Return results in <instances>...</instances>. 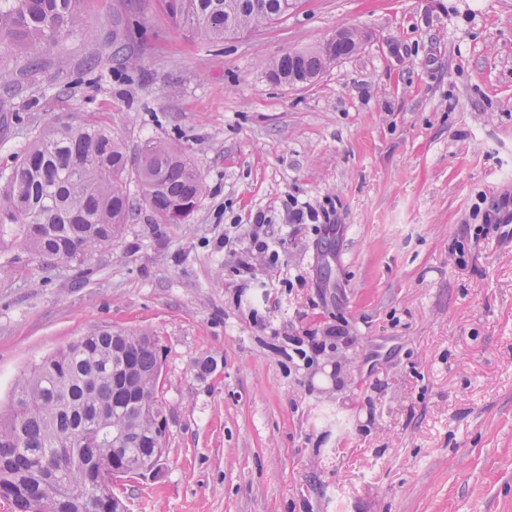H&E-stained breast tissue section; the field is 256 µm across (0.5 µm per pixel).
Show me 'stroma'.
I'll return each instance as SVG.
<instances>
[{"mask_svg": "<svg viewBox=\"0 0 512 512\" xmlns=\"http://www.w3.org/2000/svg\"><path fill=\"white\" fill-rule=\"evenodd\" d=\"M83 9L93 38L0 57V173L47 122L103 116L204 192L160 224L129 174V224L79 271L0 247V402L80 336L146 329L167 449L116 483L128 512H512V0H300L219 44L155 0ZM339 30L360 46L313 83L266 76ZM292 198L326 221L290 223Z\"/></svg>", "mask_w": 512, "mask_h": 512, "instance_id": "stroma-1", "label": "stroma"}]
</instances>
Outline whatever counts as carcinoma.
Returning a JSON list of instances; mask_svg holds the SVG:
<instances>
[{"mask_svg": "<svg viewBox=\"0 0 512 512\" xmlns=\"http://www.w3.org/2000/svg\"><path fill=\"white\" fill-rule=\"evenodd\" d=\"M83 0H0V48L34 59L90 32ZM180 29L222 41L271 24L295 0H157ZM330 54L285 53L268 76L314 81ZM130 158L124 142L97 119L73 117L41 127L0 183V228L23 250L81 266L112 245L128 223ZM136 172L143 200L160 224H183L204 191L190 156L172 144H141ZM158 342L148 332L103 328L20 374L0 413V492L12 512H118L121 478L141 475L161 448L152 419L165 412L156 371ZM129 437L117 453L115 430ZM71 434L70 445L61 437Z\"/></svg>", "mask_w": 512, "mask_h": 512, "instance_id": "carcinoma-1", "label": "carcinoma"}]
</instances>
